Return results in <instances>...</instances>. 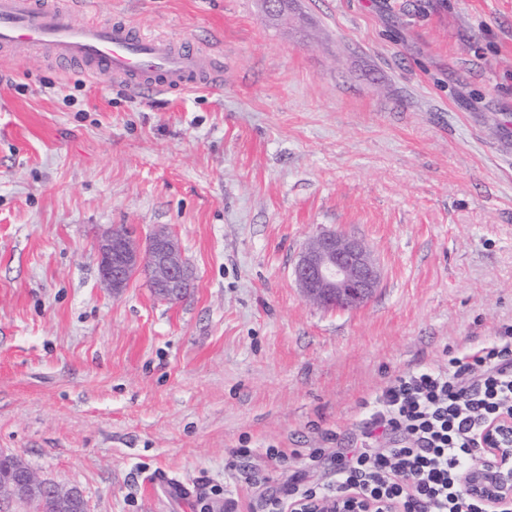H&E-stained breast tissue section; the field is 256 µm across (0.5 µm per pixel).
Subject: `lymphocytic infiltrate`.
I'll list each match as a JSON object with an SVG mask.
<instances>
[{"mask_svg": "<svg viewBox=\"0 0 512 512\" xmlns=\"http://www.w3.org/2000/svg\"><path fill=\"white\" fill-rule=\"evenodd\" d=\"M369 408L367 438L382 436L389 447L337 457L332 483L302 499L355 491L404 512H486L462 477L486 427L512 414V324L496 340L450 355L447 367L394 376Z\"/></svg>", "mask_w": 512, "mask_h": 512, "instance_id": "f902f5d3", "label": "lymphocytic infiltrate"}]
</instances>
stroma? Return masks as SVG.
Segmentation results:
<instances>
[{
	"label": "stroma",
	"instance_id": "1",
	"mask_svg": "<svg viewBox=\"0 0 512 512\" xmlns=\"http://www.w3.org/2000/svg\"><path fill=\"white\" fill-rule=\"evenodd\" d=\"M93 10L213 41L224 79L145 97L0 57V452L87 512H274L291 478L327 485L362 448L392 376L512 323V0ZM107 224L167 227L186 297L102 288ZM325 231L380 267L361 307L295 284Z\"/></svg>",
	"mask_w": 512,
	"mask_h": 512
}]
</instances>
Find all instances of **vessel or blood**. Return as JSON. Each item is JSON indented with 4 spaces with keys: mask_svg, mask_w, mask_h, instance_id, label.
Here are the masks:
<instances>
[{
    "mask_svg": "<svg viewBox=\"0 0 512 512\" xmlns=\"http://www.w3.org/2000/svg\"><path fill=\"white\" fill-rule=\"evenodd\" d=\"M84 0H0V52L37 49L60 68H78L156 94L211 89L224 55L213 46L152 36L123 20L75 23Z\"/></svg>",
    "mask_w": 512,
    "mask_h": 512,
    "instance_id": "1",
    "label": "vessel or blood"
}]
</instances>
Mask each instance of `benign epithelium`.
Returning <instances> with one entry per match:
<instances>
[{
	"label": "benign epithelium",
	"instance_id": "benign-epithelium-1",
	"mask_svg": "<svg viewBox=\"0 0 512 512\" xmlns=\"http://www.w3.org/2000/svg\"><path fill=\"white\" fill-rule=\"evenodd\" d=\"M99 256L100 284L117 296L127 287L130 275L141 271L158 298L177 302L193 286V272L178 241L164 227L146 241L125 228L106 227L94 240ZM294 278L306 300L314 305L345 310L369 301L380 283V268L371 251L360 241L330 231L314 237L294 266ZM478 460L466 472L467 491L483 500L494 512L512 502V420L495 422L483 435ZM37 483L26 470L8 480L10 490L21 495ZM294 512H395L393 506L346 493L327 502L301 500Z\"/></svg>",
	"mask_w": 512,
	"mask_h": 512
}]
</instances>
